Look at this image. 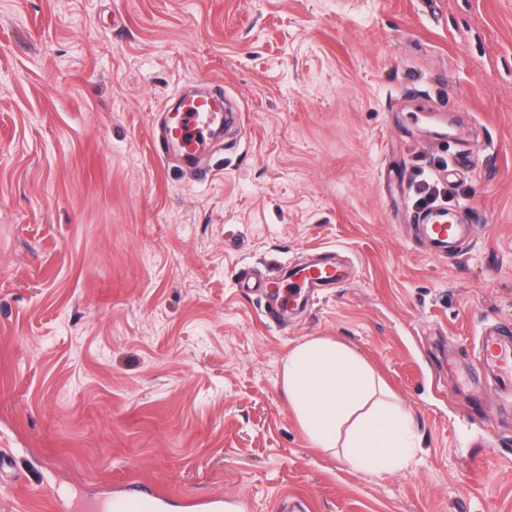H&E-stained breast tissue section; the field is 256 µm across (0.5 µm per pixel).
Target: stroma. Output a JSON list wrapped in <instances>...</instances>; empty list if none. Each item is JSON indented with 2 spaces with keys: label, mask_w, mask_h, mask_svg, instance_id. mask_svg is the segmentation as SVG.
Wrapping results in <instances>:
<instances>
[{
  "label": "stroma",
  "mask_w": 512,
  "mask_h": 512,
  "mask_svg": "<svg viewBox=\"0 0 512 512\" xmlns=\"http://www.w3.org/2000/svg\"><path fill=\"white\" fill-rule=\"evenodd\" d=\"M242 122L201 177L156 151L200 83ZM472 235L429 255L417 188ZM352 278L277 323L270 284ZM512 0H0V512H512ZM312 337L417 423L408 468L315 447L282 388ZM479 355L498 389L512 394V330L509 326L493 324L485 327L478 338ZM163 499L153 493L123 495L109 502V512H160Z\"/></svg>",
  "instance_id": "obj_1"
}]
</instances>
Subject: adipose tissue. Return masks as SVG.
Listing matches in <instances>:
<instances>
[{
    "instance_id": "adipose-tissue-1",
    "label": "adipose tissue",
    "mask_w": 512,
    "mask_h": 512,
    "mask_svg": "<svg viewBox=\"0 0 512 512\" xmlns=\"http://www.w3.org/2000/svg\"><path fill=\"white\" fill-rule=\"evenodd\" d=\"M282 385L317 447L345 449L366 472L409 466L412 415L393 402L372 404L375 374L348 347L325 337L299 343L284 363Z\"/></svg>"
}]
</instances>
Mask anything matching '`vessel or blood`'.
Returning a JSON list of instances; mask_svg holds the SVG:
<instances>
[{"label":"vessel or blood","instance_id":"b4317fda","mask_svg":"<svg viewBox=\"0 0 512 512\" xmlns=\"http://www.w3.org/2000/svg\"><path fill=\"white\" fill-rule=\"evenodd\" d=\"M224 90L182 97L174 112L168 113L160 129L162 147L177 146L182 163L200 169L203 152L201 143L210 142L214 126L224 117ZM421 233L436 257L455 254L468 239L470 227L457 219L454 212L439 205L426 211L420 218ZM348 278L346 268L332 256L318 254L315 258L291 266L286 284L277 289L272 318H279L287 310L306 308L315 296L326 293ZM479 355L498 389L512 394V328L493 324L485 327L479 338ZM162 499L153 493L123 495L109 502V512H161Z\"/></svg>","mask_w":512,"mask_h":512}]
</instances>
